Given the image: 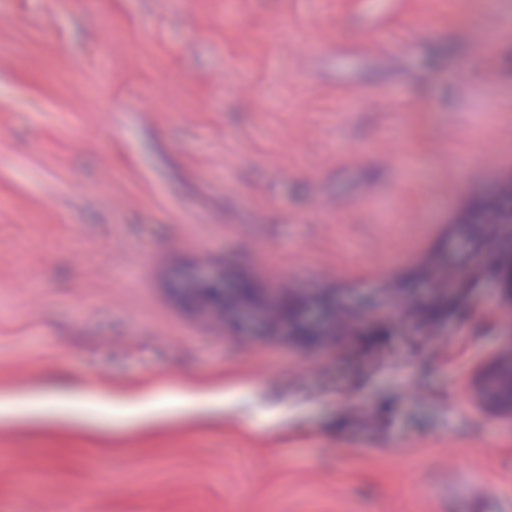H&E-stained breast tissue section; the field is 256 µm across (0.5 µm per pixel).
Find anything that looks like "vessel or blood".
Returning <instances> with one entry per match:
<instances>
[{
  "instance_id": "1",
  "label": "vessel or blood",
  "mask_w": 512,
  "mask_h": 512,
  "mask_svg": "<svg viewBox=\"0 0 512 512\" xmlns=\"http://www.w3.org/2000/svg\"><path fill=\"white\" fill-rule=\"evenodd\" d=\"M429 497L430 512H512V496L493 485L480 482L476 470H468L454 484L434 485Z\"/></svg>"
}]
</instances>
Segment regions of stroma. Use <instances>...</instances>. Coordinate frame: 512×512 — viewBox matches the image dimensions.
<instances>
[{"instance_id": "35a3bbf8", "label": "stroma", "mask_w": 512, "mask_h": 512, "mask_svg": "<svg viewBox=\"0 0 512 512\" xmlns=\"http://www.w3.org/2000/svg\"><path fill=\"white\" fill-rule=\"evenodd\" d=\"M509 169L512 0H0V512H422L474 462L512 493L501 278L404 314ZM327 292L357 331L283 335ZM488 379L495 381L493 400L498 404L512 409V356H502L493 362L486 373ZM505 386V387H504ZM503 390L499 393V390Z\"/></svg>"}]
</instances>
